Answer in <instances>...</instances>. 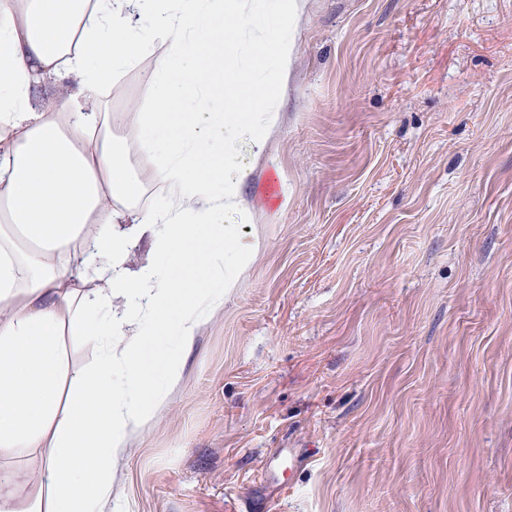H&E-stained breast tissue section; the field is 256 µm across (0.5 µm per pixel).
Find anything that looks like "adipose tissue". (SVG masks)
<instances>
[{"mask_svg": "<svg viewBox=\"0 0 512 512\" xmlns=\"http://www.w3.org/2000/svg\"><path fill=\"white\" fill-rule=\"evenodd\" d=\"M248 3L0 0V456L39 451L36 471L0 466V512H106L112 471L181 376L176 359L165 377L150 371L147 338L175 335L190 348L259 255L243 184L265 169L278 115L231 63L233 22L261 32L252 67L282 83L294 60L290 24L307 0H268L260 15ZM151 52L149 107L80 109V97ZM70 75L77 90L49 105L32 99L46 79ZM216 99L225 111H209ZM120 126L134 140L116 137ZM240 129L254 134L245 165L235 156ZM143 153L156 162L141 171L133 158ZM150 190L161 206H142ZM146 233L168 261L129 271L128 249ZM68 336L97 349L92 369H71Z\"/></svg>", "mask_w": 512, "mask_h": 512, "instance_id": "adipose-tissue-1", "label": "adipose tissue"}]
</instances>
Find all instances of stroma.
<instances>
[{
	"label": "stroma",
	"mask_w": 512,
	"mask_h": 512,
	"mask_svg": "<svg viewBox=\"0 0 512 512\" xmlns=\"http://www.w3.org/2000/svg\"><path fill=\"white\" fill-rule=\"evenodd\" d=\"M295 35L263 250L188 352L150 340L182 375L108 508L512 512V0H308Z\"/></svg>",
	"instance_id": "35a3bbf8"
}]
</instances>
